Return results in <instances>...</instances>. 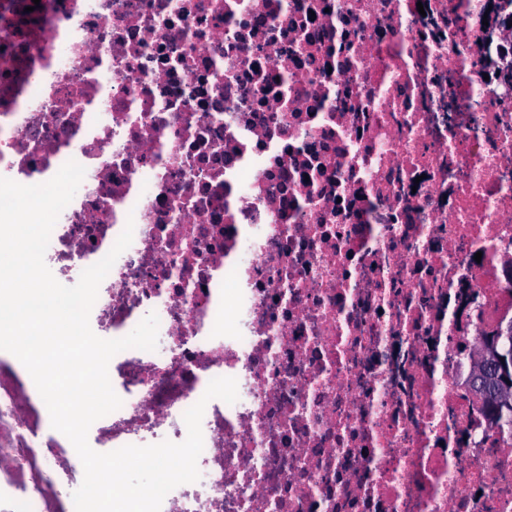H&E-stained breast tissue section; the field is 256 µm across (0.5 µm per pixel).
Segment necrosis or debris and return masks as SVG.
<instances>
[{
    "instance_id": "1",
    "label": "necrosis or debris",
    "mask_w": 512,
    "mask_h": 512,
    "mask_svg": "<svg viewBox=\"0 0 512 512\" xmlns=\"http://www.w3.org/2000/svg\"><path fill=\"white\" fill-rule=\"evenodd\" d=\"M85 175L45 253L131 245L91 310L112 437L183 442L161 512H512V439L465 384L512 322L507 0H0V177ZM231 377L238 399L204 400ZM0 356V512H75L60 434Z\"/></svg>"
}]
</instances>
